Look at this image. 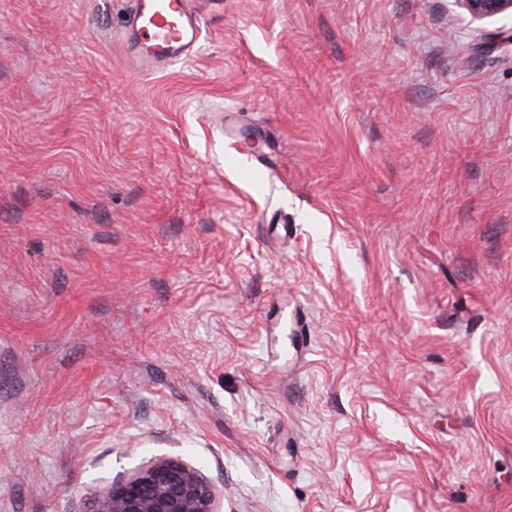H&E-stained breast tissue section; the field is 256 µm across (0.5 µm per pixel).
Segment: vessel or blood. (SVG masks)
Segmentation results:
<instances>
[{
	"mask_svg": "<svg viewBox=\"0 0 512 512\" xmlns=\"http://www.w3.org/2000/svg\"><path fill=\"white\" fill-rule=\"evenodd\" d=\"M128 35L146 71L189 57L197 44L200 21L190 0H134Z\"/></svg>",
	"mask_w": 512,
	"mask_h": 512,
	"instance_id": "b4317fda",
	"label": "vessel or blood"
}]
</instances>
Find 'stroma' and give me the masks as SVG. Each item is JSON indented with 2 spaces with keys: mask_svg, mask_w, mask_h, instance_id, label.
I'll use <instances>...</instances> for the list:
<instances>
[{
  "mask_svg": "<svg viewBox=\"0 0 512 512\" xmlns=\"http://www.w3.org/2000/svg\"><path fill=\"white\" fill-rule=\"evenodd\" d=\"M132 6L0 0V512H512V15ZM134 4L128 35L142 70L189 57L200 33L189 0H134ZM216 491L195 471L167 458L98 492L88 512H216Z\"/></svg>",
  "mask_w": 512,
  "mask_h": 512,
  "instance_id": "1",
  "label": "stroma"
}]
</instances>
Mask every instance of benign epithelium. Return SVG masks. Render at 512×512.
<instances>
[{
	"instance_id": "obj_1",
	"label": "benign epithelium",
	"mask_w": 512,
	"mask_h": 512,
	"mask_svg": "<svg viewBox=\"0 0 512 512\" xmlns=\"http://www.w3.org/2000/svg\"><path fill=\"white\" fill-rule=\"evenodd\" d=\"M474 21L512 14V0H457ZM216 491L195 471L167 458L98 492L91 512H216Z\"/></svg>"
}]
</instances>
